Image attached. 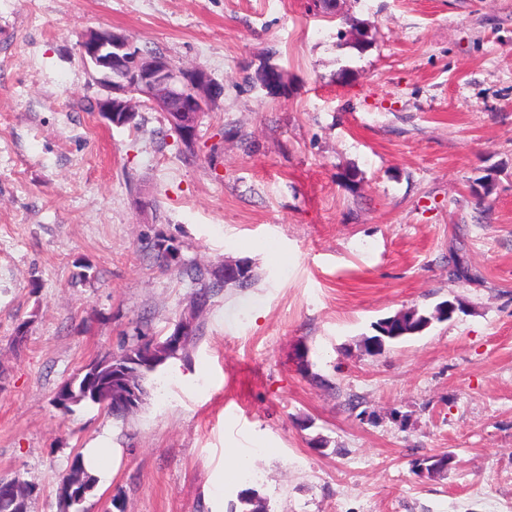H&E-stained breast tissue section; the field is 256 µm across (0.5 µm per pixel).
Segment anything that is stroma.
Here are the masks:
<instances>
[{
	"label": "stroma",
	"mask_w": 512,
	"mask_h": 512,
	"mask_svg": "<svg viewBox=\"0 0 512 512\" xmlns=\"http://www.w3.org/2000/svg\"><path fill=\"white\" fill-rule=\"evenodd\" d=\"M90 29L223 86L192 161L163 113L99 116ZM267 64L287 94L253 83ZM159 236L257 280L213 296L136 413H63L90 360L190 308ZM452 297L451 320L360 348ZM107 432L121 459L85 512H229L248 488L267 512H512V0H0V477L59 512ZM448 303L455 304L454 301L448 299L437 304L431 312L419 310L418 308H410L405 311H400L395 314H401V320L398 321L396 325L390 323L392 317L381 319L373 325V329L377 334L365 336L363 340H361L359 346L360 348H363L365 352L370 354H379L392 342L408 336L421 334L432 324L434 320H447L443 318L442 312L443 306ZM375 345L378 347L377 351L374 350Z\"/></svg>",
	"instance_id": "1"
}]
</instances>
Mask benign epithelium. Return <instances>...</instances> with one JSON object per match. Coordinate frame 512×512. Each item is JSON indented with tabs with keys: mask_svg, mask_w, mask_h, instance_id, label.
Returning a JSON list of instances; mask_svg holds the SVG:
<instances>
[{
	"mask_svg": "<svg viewBox=\"0 0 512 512\" xmlns=\"http://www.w3.org/2000/svg\"><path fill=\"white\" fill-rule=\"evenodd\" d=\"M78 51L83 60L94 65L97 80L110 91V95L96 105L103 118H112V124L117 127L133 123L138 115L137 98L141 97L179 128L178 134L185 144L196 143L205 106L213 99L216 89L204 70H188L173 64L164 55L138 50L125 34L114 30L86 31L78 41ZM261 84L271 93L281 91L280 71L269 69ZM198 313L195 305L190 314L179 320L169 339L172 346H180L183 337L192 333ZM135 367L132 361L116 365L123 398L131 408L139 398Z\"/></svg>",
	"mask_w": 512,
	"mask_h": 512,
	"instance_id": "benign-epithelium-1",
	"label": "benign epithelium"
}]
</instances>
